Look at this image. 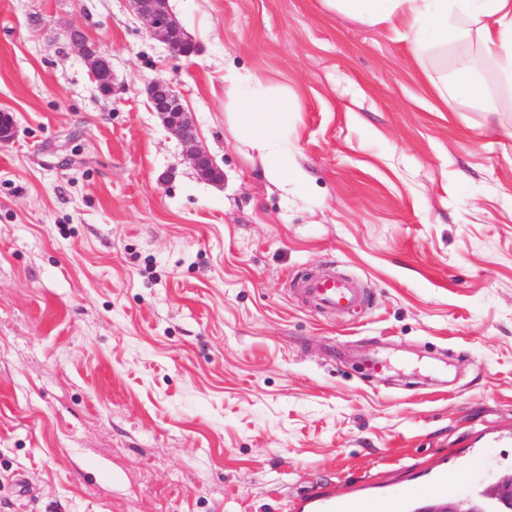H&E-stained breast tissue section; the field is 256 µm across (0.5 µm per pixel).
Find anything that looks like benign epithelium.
<instances>
[{
	"label": "benign epithelium",
	"instance_id": "7a95c632",
	"mask_svg": "<svg viewBox=\"0 0 512 512\" xmlns=\"http://www.w3.org/2000/svg\"><path fill=\"white\" fill-rule=\"evenodd\" d=\"M135 13L144 20L150 33L162 40L175 56L188 58L196 53V45L172 14L168 0H131ZM79 52L88 61L90 74L97 90L104 96L112 94L110 62L89 47L83 35L75 36ZM151 108L163 126L176 137L182 147V156L196 175L205 181L219 183L223 174L211 155L200 145L195 123L186 112L180 95L172 84L157 80L147 87ZM487 494L498 500L505 512H512V473L501 475L487 487ZM427 512H477L473 503L463 497H452L429 507Z\"/></svg>",
	"mask_w": 512,
	"mask_h": 512
}]
</instances>
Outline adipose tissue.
<instances>
[{
  "instance_id": "ef3b65f1",
  "label": "adipose tissue",
  "mask_w": 512,
  "mask_h": 512,
  "mask_svg": "<svg viewBox=\"0 0 512 512\" xmlns=\"http://www.w3.org/2000/svg\"><path fill=\"white\" fill-rule=\"evenodd\" d=\"M331 11L360 23L399 20L413 50L428 56L454 51V74L429 83L439 98L459 99L486 112L495 105L480 81L495 68L501 87L512 93V0H322ZM224 117L232 136L257 152L265 179L283 192H296L306 173L290 164L286 132L297 99L262 89L256 75L234 68L224 73Z\"/></svg>"
}]
</instances>
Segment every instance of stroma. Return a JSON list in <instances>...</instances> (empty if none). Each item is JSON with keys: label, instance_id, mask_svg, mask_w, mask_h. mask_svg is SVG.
Segmentation results:
<instances>
[{"label": "stroma", "instance_id": "1", "mask_svg": "<svg viewBox=\"0 0 512 512\" xmlns=\"http://www.w3.org/2000/svg\"><path fill=\"white\" fill-rule=\"evenodd\" d=\"M0 0V512H288L320 484L377 512L512 471V97L433 94L452 58L322 0ZM112 64L101 95L75 34ZM302 106L301 195L224 126V69ZM172 82L224 172L149 108ZM365 297L312 308L298 274ZM382 360L384 372L363 367ZM135 13L150 33L162 40L175 56L188 58L197 49L192 38L172 14L167 0H131Z\"/></svg>", "mask_w": 512, "mask_h": 512}]
</instances>
